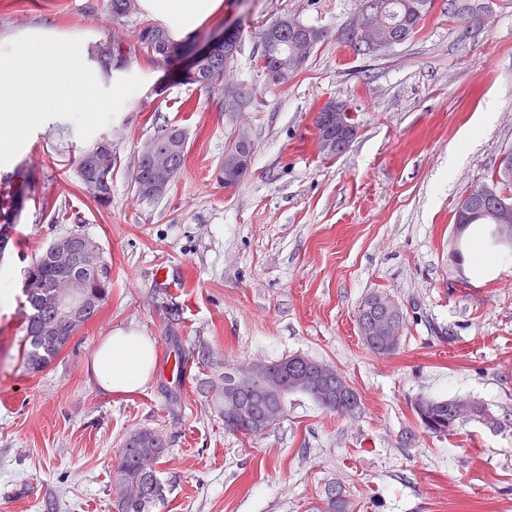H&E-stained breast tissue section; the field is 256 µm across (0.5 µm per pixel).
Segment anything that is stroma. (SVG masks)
Listing matches in <instances>:
<instances>
[{"instance_id": "stroma-1", "label": "stroma", "mask_w": 512, "mask_h": 512, "mask_svg": "<svg viewBox=\"0 0 512 512\" xmlns=\"http://www.w3.org/2000/svg\"><path fill=\"white\" fill-rule=\"evenodd\" d=\"M467 24L435 7L423 30L381 55L354 56L339 32L356 0H224L198 28L203 48L225 26L243 34L233 74L256 90L240 112L133 55L98 74L103 87L136 76L139 97L102 129L117 166L112 204L79 188L74 159L92 147L75 124L52 118L13 163L33 190L0 272L17 291L0 308V512H113L112 466L125 439L151 430L168 441L157 465L165 498L152 512H321L336 485L349 512H512V255L479 273L456 265L455 208L512 148V0H483ZM295 17L327 36L287 83L258 67V33ZM108 0H0V43L30 31L85 45L112 29ZM164 94H155L157 85ZM347 103L359 127L347 151L326 159L313 120ZM181 126L188 155L160 198L131 184L140 146L157 125ZM462 160L448 155L473 126ZM254 153L243 181L215 173L237 134ZM81 223L51 221L55 211ZM82 233L111 266L99 314L44 370L23 360L21 293L49 244ZM400 304L396 355L362 343L357 310L374 290ZM132 329L156 344L153 379L117 396L87 376L104 336ZM209 359H202V352ZM300 354L330 364L358 393L348 418L302 395L258 436L225 432L200 384L225 365ZM182 367L171 379L168 358ZM421 397L467 398L500 425L461 422L453 435L423 431ZM414 441H406V433Z\"/></svg>"}]
</instances>
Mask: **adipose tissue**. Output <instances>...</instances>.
I'll list each match as a JSON object with an SVG mask.
<instances>
[{"mask_svg":"<svg viewBox=\"0 0 512 512\" xmlns=\"http://www.w3.org/2000/svg\"><path fill=\"white\" fill-rule=\"evenodd\" d=\"M142 9L179 41L220 13L222 0H140ZM156 346L146 336L118 329L103 337L89 360L87 373L103 391L128 395L138 392L151 379Z\"/></svg>","mask_w":512,"mask_h":512,"instance_id":"adipose-tissue-1","label":"adipose tissue"}]
</instances>
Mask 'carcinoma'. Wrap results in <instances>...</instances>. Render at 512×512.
<instances>
[{"mask_svg": "<svg viewBox=\"0 0 512 512\" xmlns=\"http://www.w3.org/2000/svg\"><path fill=\"white\" fill-rule=\"evenodd\" d=\"M371 0H358L356 11L341 32L357 26L355 42L350 49L358 56H376L395 45H400L415 37L424 27L433 12L435 0H376L383 10L381 18L367 15ZM473 11L471 0H448V18L460 20V16ZM111 20L120 22L137 13V0H109ZM308 31L320 44L326 37V31L307 25L296 18L282 19V27L273 34L262 30L259 33L261 53L259 66L272 84H283L288 78L274 77L275 62L288 59V69L296 74L312 55L306 49L302 38ZM179 47L174 43L166 29L155 23L144 21L136 31L134 41L128 42L124 31L113 29L105 41L92 47L91 59L101 71L109 74L124 68L130 55L138 52L144 56L152 55L159 60H167ZM233 65L228 63L224 45L215 46L210 54L201 59L194 69L184 70L179 80L198 87L207 94L224 96V85L237 84L247 100L255 97L252 88L236 82L232 74ZM316 150L318 154L333 158L336 152L329 148L328 140L336 136V130H327L328 124L317 118L314 121ZM187 139L185 131L176 125L164 124L157 127L153 137L147 140L138 151V159L132 171L131 183L139 197L154 200L153 182L161 175L162 166L169 172L180 174L185 166ZM116 167V158L112 149L95 150L91 147L82 151L75 161L76 174L82 193L101 207L112 203V176ZM5 185L9 187L7 196L0 199V254L4 253L10 233L20 216L25 202L33 189V178L29 170L18 167L4 175ZM489 184L501 191L512 193V171L505 173L501 167L492 170ZM454 223L470 226L483 224L486 230V245L490 249H500L506 243L493 234V225L512 224V208L496 206V199L484 196H469L460 200L454 212ZM74 244L85 257L84 263L98 267V276L87 280L86 299L78 314V324L63 317L56 304L59 283L71 275V270L61 265L55 256L54 246L50 245L27 270L23 293L25 296V314L23 337V358L27 369L38 372L55 360L68 345L75 332L92 320L100 311L108 297L111 285V268L104 260L100 247L83 234L74 236ZM384 293L373 292L368 295L358 309V317L370 320L381 314L378 299ZM292 356H286L272 362L274 371L279 375L281 390L269 395L263 382L255 384L253 394L262 399L255 411L240 416L235 410L236 399L225 386L224 377L219 381L205 380L201 383L204 394L211 397L220 418L224 420V430L243 435H259L263 430L278 424L288 410V396L302 394L323 408L338 415L355 416L360 413L361 400L352 388L340 390V395L325 397L321 393V382L314 375H297L292 368ZM464 410L472 419L489 426H496L498 419L494 412L479 401L462 402L458 398H421L414 405L417 416L426 415L434 422L431 428L423 430L435 435H452L457 426H448V415H459ZM166 444L157 433L144 430L131 434L120 448L112 478L119 496L114 501L115 512H152L153 507L164 499V486L157 470H145L140 458L152 455L154 462L165 455ZM348 502L336 492V487L328 488L325 506L321 512H346Z\"/></svg>", "mask_w": 512, "mask_h": 512, "instance_id": "1", "label": "carcinoma"}]
</instances>
